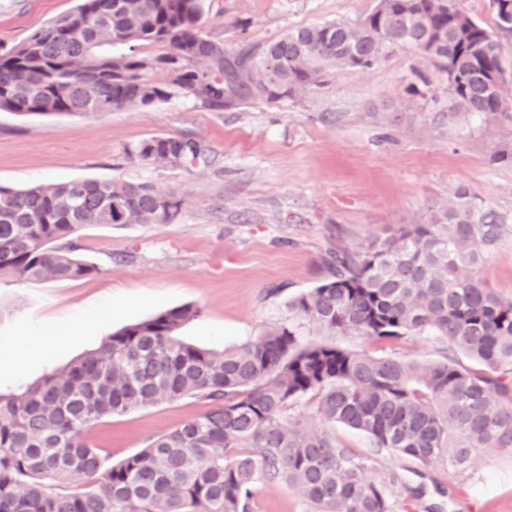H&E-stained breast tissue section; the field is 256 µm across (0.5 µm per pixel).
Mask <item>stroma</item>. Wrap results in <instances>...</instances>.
<instances>
[{"instance_id": "stroma-1", "label": "stroma", "mask_w": 512, "mask_h": 512, "mask_svg": "<svg viewBox=\"0 0 512 512\" xmlns=\"http://www.w3.org/2000/svg\"><path fill=\"white\" fill-rule=\"evenodd\" d=\"M78 0H0V53L73 11ZM375 0H207L202 28L236 46L264 43L291 28L354 21ZM427 86L412 96L413 69ZM445 76L411 49L388 52L371 69H340L318 94L294 103L213 111L190 98L113 112L21 116L0 111V186L23 189L84 179L147 181L184 201L168 224L90 225L74 238L98 275L74 281H23L0 275V395L21 394L126 325L191 304L200 311L180 331L202 348L258 340L287 322V302L328 274L331 252L360 250L402 224H424L466 190L512 215V120L447 114ZM156 135H188L212 150L213 164L186 170L131 163L123 149ZM512 300V228L480 267ZM69 339L40 362L15 367L21 343ZM338 345L373 355L440 360L437 342L409 337L379 346L357 334ZM207 409L185 397L90 424L85 436L115 464L150 438ZM329 432L384 486L393 512H512V456L479 450L462 467L416 464L372 448L340 424ZM254 512H313L282 482L260 479Z\"/></svg>"}]
</instances>
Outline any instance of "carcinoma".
Returning <instances> with one entry per match:
<instances>
[{"mask_svg":"<svg viewBox=\"0 0 512 512\" xmlns=\"http://www.w3.org/2000/svg\"><path fill=\"white\" fill-rule=\"evenodd\" d=\"M205 8V0H80L0 54V111L112 112L175 96L218 111L296 102L337 70L370 69L389 50L414 47L448 75V111L512 117L504 78L512 61L501 45L512 24L488 28L459 0H377L355 22L229 49L204 34ZM145 43L163 51L142 55ZM123 153L189 170L210 164V148L185 135L153 136ZM182 207L174 193L121 178L0 187V275L93 277L99 267L71 246L82 227L169 224ZM511 223L460 190L429 223L332 254L329 276L288 301L295 321L255 342L220 351L185 342L179 331L200 311L180 306L112 333L22 394L0 396V512H252L262 476L298 489L315 512H392L385 488L327 431L290 421L309 394L321 421L414 462L462 466L480 448L512 455V300L479 274L482 253ZM306 325L382 345L431 336L472 365L449 354L423 365L304 344ZM187 396L206 401V412L110 467L84 436L95 421Z\"/></svg>","mask_w":512,"mask_h":512,"instance_id":"carcinoma-1","label":"carcinoma"}]
</instances>
